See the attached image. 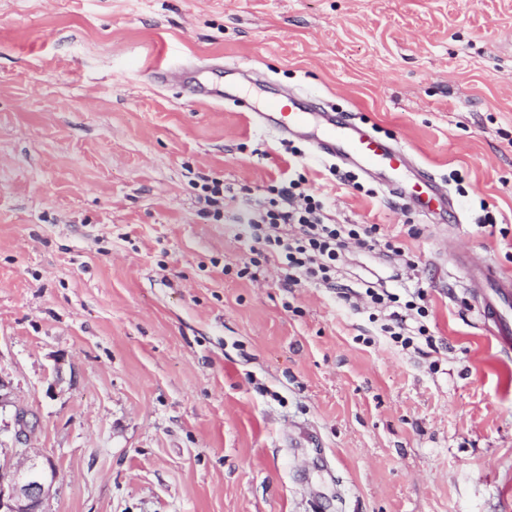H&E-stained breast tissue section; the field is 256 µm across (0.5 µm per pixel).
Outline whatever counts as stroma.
<instances>
[{"label": "stroma", "mask_w": 512, "mask_h": 512, "mask_svg": "<svg viewBox=\"0 0 512 512\" xmlns=\"http://www.w3.org/2000/svg\"><path fill=\"white\" fill-rule=\"evenodd\" d=\"M201 60L265 80L219 107L150 79ZM285 89L411 151L460 225L233 103ZM292 147L378 227L333 289L284 288L239 221ZM456 247L512 271V0H0V377L60 471L44 512H512V352ZM367 281L420 284L434 346L340 298ZM202 194L200 200L204 201V204L209 207V215L212 216L213 220L217 223H223L224 221V206L226 207V195L224 197V183L216 178L209 180L204 179V183L201 185Z\"/></svg>", "instance_id": "stroma-1"}]
</instances>
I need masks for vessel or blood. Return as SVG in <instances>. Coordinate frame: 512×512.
Listing matches in <instances>:
<instances>
[{"label": "vessel or blood", "mask_w": 512, "mask_h": 512, "mask_svg": "<svg viewBox=\"0 0 512 512\" xmlns=\"http://www.w3.org/2000/svg\"><path fill=\"white\" fill-rule=\"evenodd\" d=\"M183 92L204 103L224 101L223 73L191 72L182 67ZM258 126L267 133L283 137L298 135L312 146L315 156L348 163L363 173L383 176L389 192L405 200L406 206L423 219L436 211L451 214L455 203L440 192L435 179L413 166L408 151L385 139L357 121L353 113L312 112L300 96L288 94L269 99L258 114ZM468 286L478 303V314L503 348L512 347V319L506 314L512 306V274L490 260L474 261L467 254L456 256Z\"/></svg>", "instance_id": "1"}]
</instances>
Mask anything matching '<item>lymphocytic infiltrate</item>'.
Here are the masks:
<instances>
[{
  "label": "lymphocytic infiltrate",
  "instance_id": "1",
  "mask_svg": "<svg viewBox=\"0 0 512 512\" xmlns=\"http://www.w3.org/2000/svg\"><path fill=\"white\" fill-rule=\"evenodd\" d=\"M306 183L301 174L281 179L270 195L255 200L242 221L248 224L252 238L263 246L267 257L284 271V287L307 282L332 288L349 241L374 248L376 229L330 223L323 200L309 193ZM343 298L362 303L364 309L383 312L386 321L381 332L402 349L413 347L416 338L426 333L420 323L428 315L423 291L403 298L366 282L360 289L344 292Z\"/></svg>",
  "mask_w": 512,
  "mask_h": 512
}]
</instances>
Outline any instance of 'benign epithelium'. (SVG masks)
I'll return each mask as SVG.
<instances>
[{
	"label": "benign epithelium",
	"mask_w": 512,
	"mask_h": 512,
	"mask_svg": "<svg viewBox=\"0 0 512 512\" xmlns=\"http://www.w3.org/2000/svg\"><path fill=\"white\" fill-rule=\"evenodd\" d=\"M10 406L21 446L13 449V457L0 461V512H41L44 497L56 482L57 469L52 461L22 446L30 428L28 413L14 405L9 384L0 376V412Z\"/></svg>",
	"instance_id": "1"
}]
</instances>
